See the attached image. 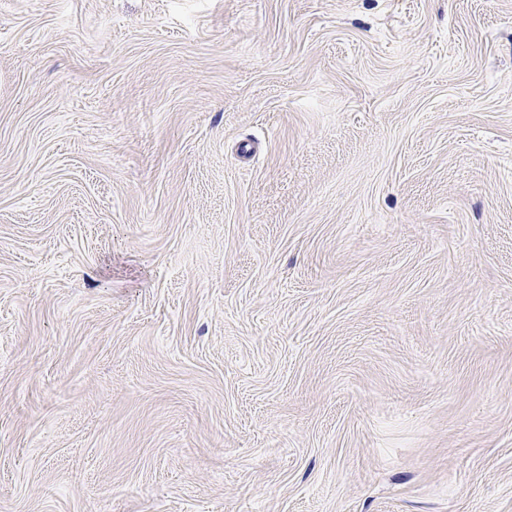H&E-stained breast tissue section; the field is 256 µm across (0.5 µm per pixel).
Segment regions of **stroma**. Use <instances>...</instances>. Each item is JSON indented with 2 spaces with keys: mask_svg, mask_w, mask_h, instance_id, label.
<instances>
[{
  "mask_svg": "<svg viewBox=\"0 0 512 512\" xmlns=\"http://www.w3.org/2000/svg\"><path fill=\"white\" fill-rule=\"evenodd\" d=\"M0 512H512V0H0Z\"/></svg>",
  "mask_w": 512,
  "mask_h": 512,
  "instance_id": "1",
  "label": "stroma"
}]
</instances>
